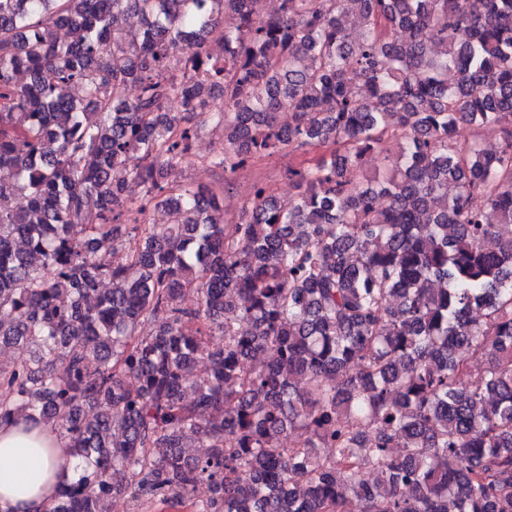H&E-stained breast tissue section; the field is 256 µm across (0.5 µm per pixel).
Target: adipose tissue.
Wrapping results in <instances>:
<instances>
[{
  "instance_id": "adipose-tissue-1",
  "label": "adipose tissue",
  "mask_w": 512,
  "mask_h": 512,
  "mask_svg": "<svg viewBox=\"0 0 512 512\" xmlns=\"http://www.w3.org/2000/svg\"><path fill=\"white\" fill-rule=\"evenodd\" d=\"M68 448L57 426L18 420L0 423V512H44L67 467Z\"/></svg>"
}]
</instances>
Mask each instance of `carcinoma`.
<instances>
[{
  "label": "carcinoma",
  "mask_w": 512,
  "mask_h": 512,
  "mask_svg": "<svg viewBox=\"0 0 512 512\" xmlns=\"http://www.w3.org/2000/svg\"><path fill=\"white\" fill-rule=\"evenodd\" d=\"M208 121L226 174L323 154L288 169V207L256 181L227 220L221 188L170 183ZM489 125L495 151L459 142ZM504 224L512 0H0V343L39 348L0 369V422H53L93 465L45 512L201 483L194 512H512Z\"/></svg>",
  "instance_id": "carcinoma-1"
}]
</instances>
